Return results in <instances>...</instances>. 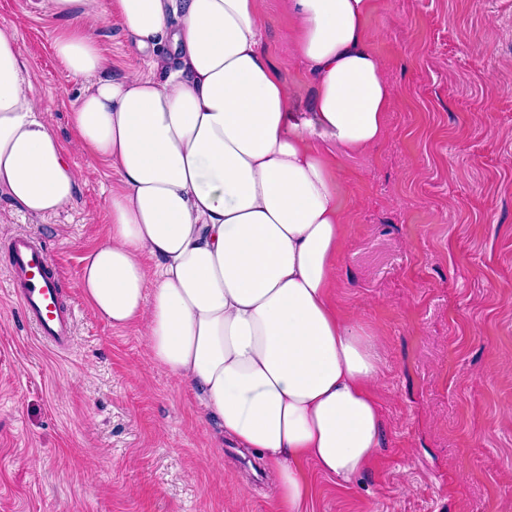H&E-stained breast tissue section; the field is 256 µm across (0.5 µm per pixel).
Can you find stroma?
Listing matches in <instances>:
<instances>
[{
    "label": "stroma",
    "mask_w": 512,
    "mask_h": 512,
    "mask_svg": "<svg viewBox=\"0 0 512 512\" xmlns=\"http://www.w3.org/2000/svg\"><path fill=\"white\" fill-rule=\"evenodd\" d=\"M41 0H0L36 92L81 171L34 217L0 196V512H273L270 468L152 361L139 329L96 315L81 258L104 241L113 174L68 114L83 88L56 57ZM264 52L297 122L314 84L287 50L285 0H259ZM369 26L394 89L386 133L342 159L336 303L383 356L385 442L347 487L310 472L305 512H512V0H376ZM113 76L143 69L118 17L92 20ZM47 246L75 310L46 347L9 286L7 244Z\"/></svg>",
    "instance_id": "obj_1"
}]
</instances>
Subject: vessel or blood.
I'll list each match as a JSON object with an SVG mask.
<instances>
[{"label": "vessel or blood", "mask_w": 512, "mask_h": 512, "mask_svg": "<svg viewBox=\"0 0 512 512\" xmlns=\"http://www.w3.org/2000/svg\"><path fill=\"white\" fill-rule=\"evenodd\" d=\"M10 286L40 340L67 349L73 335L72 315L60 302L56 265L43 244L28 235L13 237L7 249Z\"/></svg>", "instance_id": "obj_1"}]
</instances>
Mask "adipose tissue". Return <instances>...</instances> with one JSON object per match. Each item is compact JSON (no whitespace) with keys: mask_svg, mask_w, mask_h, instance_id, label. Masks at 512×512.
Wrapping results in <instances>:
<instances>
[{"mask_svg":"<svg viewBox=\"0 0 512 512\" xmlns=\"http://www.w3.org/2000/svg\"><path fill=\"white\" fill-rule=\"evenodd\" d=\"M45 4L66 22L56 55L86 82L70 124L118 175L107 238L82 258L84 299L112 328H143L152 361L269 464L276 512H302L305 462L351 485L384 436L382 356L334 299L347 219L334 164L385 136L393 89L374 0H286L314 133L294 123L262 50L258 0ZM111 10L146 70L112 77L86 24ZM79 178L0 26V195L41 217L70 204Z\"/></svg>","mask_w":512,"mask_h":512,"instance_id":"ef3b65f1","label":"adipose tissue"}]
</instances>
